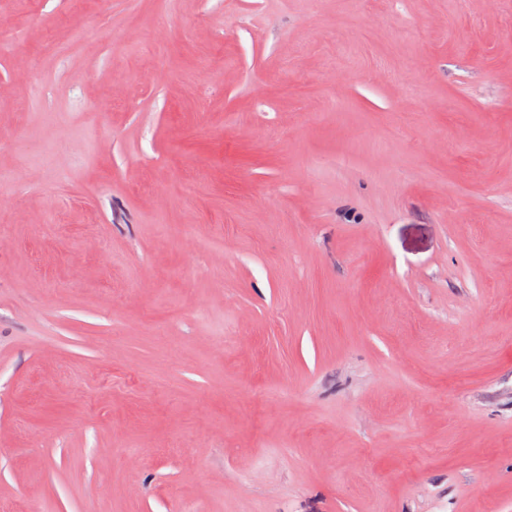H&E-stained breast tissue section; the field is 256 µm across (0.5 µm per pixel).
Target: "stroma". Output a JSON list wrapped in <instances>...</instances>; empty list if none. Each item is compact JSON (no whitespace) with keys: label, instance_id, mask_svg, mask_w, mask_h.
Segmentation results:
<instances>
[{"label":"stroma","instance_id":"stroma-1","mask_svg":"<svg viewBox=\"0 0 512 512\" xmlns=\"http://www.w3.org/2000/svg\"><path fill=\"white\" fill-rule=\"evenodd\" d=\"M0 18V512H512V0Z\"/></svg>","mask_w":512,"mask_h":512}]
</instances>
